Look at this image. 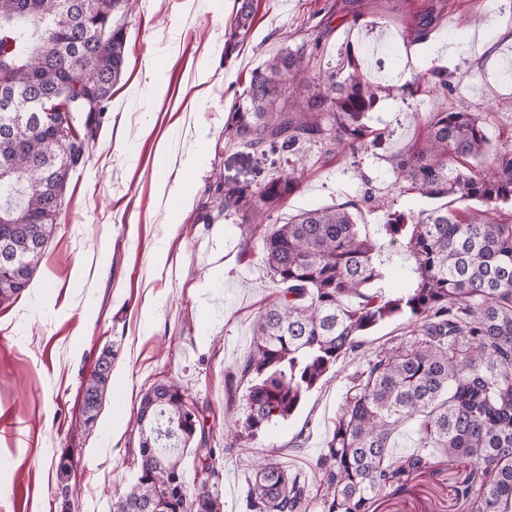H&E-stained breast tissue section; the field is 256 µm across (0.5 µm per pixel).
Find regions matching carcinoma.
<instances>
[{
	"instance_id": "cac0c4a2",
	"label": "carcinoma",
	"mask_w": 512,
	"mask_h": 512,
	"mask_svg": "<svg viewBox=\"0 0 512 512\" xmlns=\"http://www.w3.org/2000/svg\"><path fill=\"white\" fill-rule=\"evenodd\" d=\"M67 0H0V78L25 104L0 110V122L13 121L8 176L0 177V240H5L26 269L14 278L0 265V305L30 287L48 241L69 179L82 163L89 141L126 59V29L112 30V46L80 55L64 49L78 18ZM448 9L447 0H431L415 28L424 39ZM245 5L232 20L231 39L251 28ZM307 46L284 48L250 74L248 86L232 107L225 131L249 149L277 144L288 172L258 190L224 187L222 209L235 213L248 234L261 227L267 212L300 188V149L311 142L330 145L327 153L356 159L378 145L382 133L367 123L383 97L395 87L370 81L367 56L351 48L340 68L324 72L314 87L305 74ZM67 87L70 94H96L94 124L68 127L71 147L55 149L57 126L70 113L57 112L36 124L27 102L37 89ZM453 86L448 70L438 68L424 81L403 87L410 97L445 100ZM488 142L482 118L460 106L429 113L423 138L390 157L398 180L421 196L486 207L430 209L425 217L388 210L386 241L360 229L358 204L304 210L264 235L270 276L285 285L262 308L253 326V349L238 368L247 381L244 417L233 420L225 450L277 420L292 416L337 362L362 346L375 325L405 317L417 339L382 350L357 375L336 418L327 451L314 468L322 474L321 512H369L378 493L431 468V457L416 452L400 461L390 456L394 435L409 420L418 424L419 447L438 448L450 463L468 467L458 495L472 500L473 512H512V157L494 159L483 169ZM409 263V287L395 292L385 285V253ZM115 354L103 351L98 371L83 391L85 425L95 423L103 396L111 387ZM136 478L113 502V512H224L218 482L190 489L182 457L173 448L205 440L198 403L176 382L152 386L137 412ZM214 478L223 465L220 449H195ZM53 467L69 492L74 461L65 451ZM313 498L307 481L274 458L254 468L246 494L248 512H309Z\"/></svg>"
}]
</instances>
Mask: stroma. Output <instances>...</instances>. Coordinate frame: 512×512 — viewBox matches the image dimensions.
I'll use <instances>...</instances> for the list:
<instances>
[{"label":"stroma","mask_w":512,"mask_h":512,"mask_svg":"<svg viewBox=\"0 0 512 512\" xmlns=\"http://www.w3.org/2000/svg\"><path fill=\"white\" fill-rule=\"evenodd\" d=\"M242 0H136L124 18L126 61L85 163L71 176L30 288L0 305V512H111L134 482L136 415L143 394L174 380L205 416L213 447L224 445L227 408L243 405L246 382H231L253 347L254 319L282 289L264 262L261 236L219 213L224 185L255 190L286 171L272 146L254 152L230 141V110L252 70L282 48L306 43L310 71L338 66L346 46H377L383 73L426 77L448 70L455 91L484 120L490 157L512 155V0H448L423 41L411 29L430 0H254L248 35L224 44ZM360 13L356 26L347 14ZM427 96L394 92L368 118L387 139L358 163L304 146L299 190L271 210L268 224L300 211L372 196L357 221L383 238L387 209L421 214L433 203L400 192L389 158L406 148L436 110ZM203 169L186 173L185 196L171 172L195 152ZM408 320L379 324L340 361L288 420L224 456V512H246L254 460L270 449L311 488L353 379L380 350L412 343ZM129 396L107 393L91 428L82 426V386L105 349ZM117 418L115 445L102 423ZM70 449L77 497L64 501L51 460ZM466 472L440 463L411 477L406 491L383 492L376 512H466L454 488Z\"/></svg>","instance_id":"35a3bbf8"}]
</instances>
